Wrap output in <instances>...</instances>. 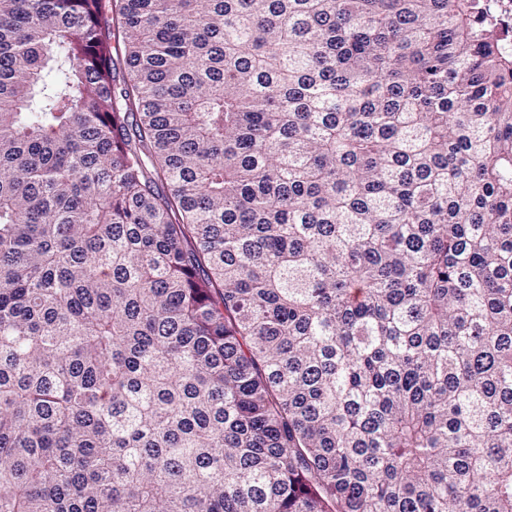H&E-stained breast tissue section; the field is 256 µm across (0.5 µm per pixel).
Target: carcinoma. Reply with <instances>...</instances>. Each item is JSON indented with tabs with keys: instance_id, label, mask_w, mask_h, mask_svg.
I'll return each instance as SVG.
<instances>
[{
	"instance_id": "obj_1",
	"label": "carcinoma",
	"mask_w": 512,
	"mask_h": 512,
	"mask_svg": "<svg viewBox=\"0 0 512 512\" xmlns=\"http://www.w3.org/2000/svg\"><path fill=\"white\" fill-rule=\"evenodd\" d=\"M494 0H0V512H512Z\"/></svg>"
}]
</instances>
